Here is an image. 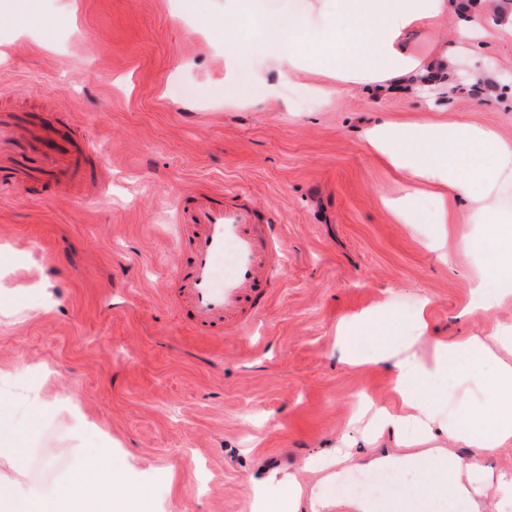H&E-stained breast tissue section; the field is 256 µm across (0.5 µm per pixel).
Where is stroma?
Instances as JSON below:
<instances>
[{
  "mask_svg": "<svg viewBox=\"0 0 512 512\" xmlns=\"http://www.w3.org/2000/svg\"><path fill=\"white\" fill-rule=\"evenodd\" d=\"M308 0H0V127L16 128L0 163L63 165L93 143L103 196L0 189V417L54 466L34 471L0 451V485L70 487L57 463L122 471L139 494L126 512H252L253 482L292 474L298 512H344L347 473L377 451L399 470L432 466L435 448H367L361 399L397 407L394 376L350 365L338 325L388 307L380 321L407 353L418 316L438 338L512 328V301L473 306L479 259H441L424 185L412 223L381 203L406 182L366 140L372 121L474 122L512 139V95L413 94L343 85L305 70L279 82L264 22ZM253 46L229 102L225 26ZM471 49L512 69V39L487 29ZM73 113L77 127L56 123ZM251 206L281 240L274 286L248 335H196L167 277L189 250L176 204L185 189ZM429 307H421V297ZM43 403L32 407L30 389Z\"/></svg>",
  "mask_w": 512,
  "mask_h": 512,
  "instance_id": "obj_1",
  "label": "stroma"
}]
</instances>
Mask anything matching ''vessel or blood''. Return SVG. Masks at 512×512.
Here are the masks:
<instances>
[{"label":"vessel or blood","mask_w":512,"mask_h":512,"mask_svg":"<svg viewBox=\"0 0 512 512\" xmlns=\"http://www.w3.org/2000/svg\"><path fill=\"white\" fill-rule=\"evenodd\" d=\"M96 181L95 169L76 157L60 183L81 188ZM183 198L192 204L191 257L173 274L175 302L189 309L198 335L243 334L261 311L258 290L272 281L278 239L251 208L225 205L220 194L189 190Z\"/></svg>","instance_id":"1"}]
</instances>
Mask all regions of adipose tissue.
Listing matches in <instances>:
<instances>
[{"label": "adipose tissue", "mask_w": 512, "mask_h": 512, "mask_svg": "<svg viewBox=\"0 0 512 512\" xmlns=\"http://www.w3.org/2000/svg\"><path fill=\"white\" fill-rule=\"evenodd\" d=\"M462 0H318L313 20L300 17L268 19L270 34L283 50L273 69L289 80L310 65V46H318L335 62L338 82L444 89L448 86V52L442 49V32L449 17L464 11ZM424 24L431 31L433 53L420 56L401 43L403 32ZM369 144L410 185L403 197L385 200L397 218L413 209L418 187L433 184L437 228L426 241L437 252L448 239L445 226L456 201L465 198L471 209L466 223L483 226L480 234L458 240L454 251L482 252L496 258L493 269L477 271L474 295H482L488 280H497L498 300L512 298V139L491 128L470 122L401 126L387 121L369 130ZM413 353L399 356L387 341H379L371 356L374 363L395 373V390L401 406L391 409L363 403L377 433H391L396 444L408 447L439 439L468 448L472 463L461 457L439 459L424 479L409 486L419 498H454L469 495L479 475L475 457L512 446V362L498 351L512 354V330L495 329L480 336L448 340L427 334L425 321H417ZM490 367L487 398L470 399L464 383L441 390L437 384L462 369ZM462 413L461 423L445 428L450 412ZM42 512H79L80 506H97L101 492L95 483L82 484L73 493H39Z\"/></svg>", "instance_id": "adipose-tissue-1"}]
</instances>
